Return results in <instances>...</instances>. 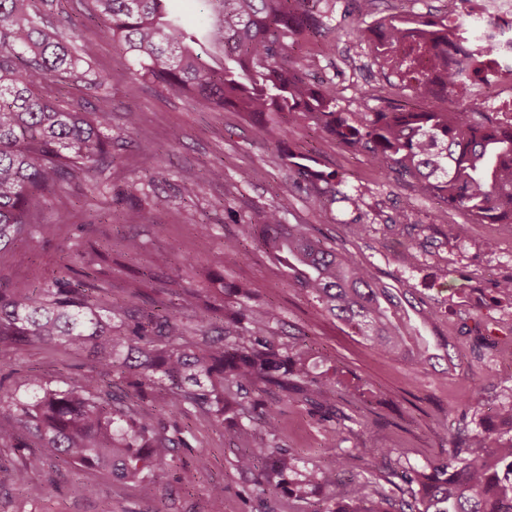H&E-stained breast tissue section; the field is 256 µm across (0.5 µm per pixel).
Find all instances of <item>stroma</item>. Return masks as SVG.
Listing matches in <instances>:
<instances>
[{
    "instance_id": "35a3bbf8",
    "label": "stroma",
    "mask_w": 512,
    "mask_h": 512,
    "mask_svg": "<svg viewBox=\"0 0 512 512\" xmlns=\"http://www.w3.org/2000/svg\"><path fill=\"white\" fill-rule=\"evenodd\" d=\"M321 8L329 18L326 37L301 42L297 50L311 61L309 78L335 87L337 106L345 112H376L390 101L408 99L409 90L374 65L368 43H357L353 0H323ZM447 9L448 0H374L366 23L375 26L389 15L438 18ZM50 21L76 27L83 39L96 43L99 64L112 73L110 86L84 97L88 109L111 115L114 162L97 174L96 190L64 186L60 201L39 218L55 225L52 239H22L0 254V286L38 287L58 275L67 254L91 242L106 248L105 260L94 266L116 299L123 298L128 282L149 271L156 274L146 285L149 293L173 279L221 308L234 303L225 285L246 283L252 305L272 304L281 313L275 344L283 348L305 336L312 372L335 379L340 395V421H322L292 399L274 404L273 438L257 421L237 438L207 413L167 410L168 433L177 446L155 471L167 512H310L311 500L279 490L256 493L255 475L236 467L244 448L277 444L291 449L299 468L316 473L327 471L335 454L354 448H397L401 466L420 469L457 430L512 435V424L498 414L512 403V364L491 353L495 346L512 347V334L497 325L512 312V297L496 290L497 283L512 278V226L470 222L465 213L398 185L314 126L284 124L268 135L244 113L217 112L155 86L88 20L83 0H60ZM132 109L139 116L134 126L127 122ZM145 141L153 144V157L141 153ZM307 151L320 170L335 172L334 192L318 198L299 185L287 158ZM216 167L223 168V179H210ZM157 196L166 199V208H152ZM135 204L145 212L131 226L125 214ZM273 205L281 207L286 223L313 225L336 249L367 265L381 286L409 293L432 314L425 333L448 346L454 366L443 374L424 373L379 355L289 285L284 271L256 246L221 261L225 240ZM107 210L112 221L104 224L100 216ZM399 213L405 223H394ZM357 221L369 230L354 237L348 226ZM452 224L466 225L465 235L450 236ZM130 235L141 243L134 254L126 249ZM161 253L169 262L160 268L155 258ZM188 257L194 268H185ZM19 357L17 373L0 362V376H9L17 387L29 372L59 381L92 365L88 355L48 344L25 347ZM19 459L15 451L0 450V512H155L157 507L134 486L90 470L73 474L60 460L34 462L32 477L53 479L59 489L50 499H31L9 478ZM187 473L196 474L195 486L181 484ZM215 484L224 487L217 506L209 496Z\"/></svg>"
}]
</instances>
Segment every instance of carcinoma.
Returning <instances> with one entry per match:
<instances>
[{
	"label": "carcinoma",
	"instance_id": "carcinoma-1",
	"mask_svg": "<svg viewBox=\"0 0 512 512\" xmlns=\"http://www.w3.org/2000/svg\"><path fill=\"white\" fill-rule=\"evenodd\" d=\"M208 38L223 55L215 67L196 48V35L168 17L166 0H87L90 18L103 37L129 55L142 76L168 90L222 110L245 112L260 125L288 117L291 126L311 123L349 151L364 155L377 170L392 174L417 194L433 196L478 224H512V123L481 111L471 100L454 111L408 109L399 103L379 112H341L336 91L310 82L304 58L291 54L299 35L327 30L322 0H202ZM356 35L368 39L362 19L373 0H354ZM53 0H0V251L13 242L54 234L38 223L61 183L83 181L112 161L111 116L89 112L82 100L65 103L60 87L71 81L105 88L112 73L96 65V46L70 29L46 21ZM387 51L400 58L413 97L437 96L430 69L448 67V31L430 24L410 26L390 17L380 25ZM312 157L291 162L315 193L331 177L314 168ZM256 244L288 273L292 283L327 314L385 357L409 362L419 371L436 368L450 353L431 349L407 324L405 303L379 288L371 271L353 256L330 246L302 224H287L272 206L256 222L241 225L224 242L225 251ZM70 276L32 292L0 288V355L35 343H50L88 354L91 374L68 377L65 387L40 374L24 384L22 400L0 378V448H31L61 459L77 471L96 470L164 503L153 468L171 455L175 440L156 413L126 409L112 390V375L126 394L141 401L164 391L165 406L207 408L214 423L236 436L247 432L257 410L262 427L275 436L268 400H297L322 419L339 416L332 383L311 375L300 349L282 351L270 340L281 321L277 307L257 312L240 303L224 319L223 333L190 346L187 333L209 321L190 288L171 290L175 300L157 303L133 281L129 295L149 305L103 307L94 271L69 267ZM394 448H355L336 455L333 469L353 471ZM237 467H263L264 488L305 498L316 484L300 470L292 452L277 445L238 456ZM36 499L54 495L51 481H35L29 464L12 474ZM384 488L369 497L365 486L345 490L333 473L323 478L330 505L313 512H512V437L475 434L451 439L449 448L421 470H392Z\"/></svg>",
	"mask_w": 512,
	"mask_h": 512
}]
</instances>
